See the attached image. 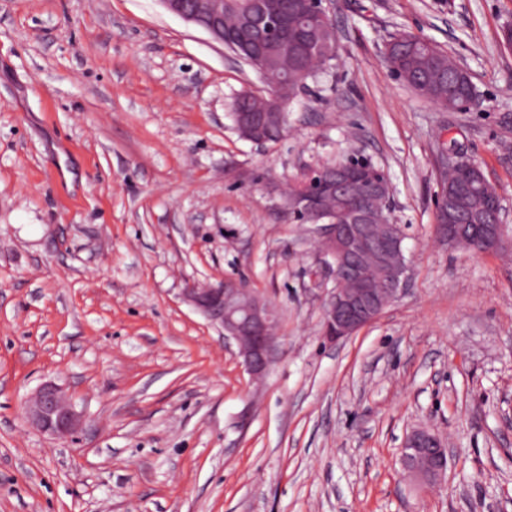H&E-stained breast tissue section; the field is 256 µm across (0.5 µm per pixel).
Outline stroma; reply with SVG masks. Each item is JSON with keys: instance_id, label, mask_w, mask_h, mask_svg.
<instances>
[{"instance_id": "35a3bbf8", "label": "stroma", "mask_w": 512, "mask_h": 512, "mask_svg": "<svg viewBox=\"0 0 512 512\" xmlns=\"http://www.w3.org/2000/svg\"><path fill=\"white\" fill-rule=\"evenodd\" d=\"M338 48L280 143L239 137L265 84L160 0H0V512H512V252L440 237L449 140L512 225V0H335ZM427 38L470 76L451 112L383 60ZM361 151L392 185L408 288L338 342L313 225L278 208L300 165ZM246 281L280 314L254 385L185 288ZM84 425L26 420L43 382ZM449 448L401 470L412 429ZM399 462L405 471L424 480H441L448 468V448L435 433L417 429L406 436Z\"/></svg>"}]
</instances>
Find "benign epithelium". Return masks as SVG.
I'll return each mask as SVG.
<instances>
[{
    "mask_svg": "<svg viewBox=\"0 0 512 512\" xmlns=\"http://www.w3.org/2000/svg\"><path fill=\"white\" fill-rule=\"evenodd\" d=\"M171 14L204 30L214 41L230 43L235 55L250 63L265 80L266 94L248 92L233 103L236 127L240 136L257 145L269 143L268 133L275 116L281 111L280 87L288 77L277 78L262 65L261 57L271 44L279 46L285 56H307L309 43L296 45L283 35L288 19L305 27L315 17L330 18L326 0H293L283 12L268 10L261 0H238L244 9L242 35L231 37L224 31V3L227 0H160ZM257 101L258 112H241L243 100ZM352 159L332 160L303 168L307 174L319 173L321 192H305L301 196L304 222L318 226L322 253L331 258L328 269L334 288L323 311L324 335L331 341L347 338L374 322L404 292L408 261L404 255V232L400 224H371L361 210L350 213L347 220L336 219L329 200L353 192L368 198L380 191V184L370 177L358 180L349 172ZM497 222L466 224V216L455 211L438 230L448 245H462L476 253L507 250L512 246L509 225L503 223L505 208L496 196ZM185 298L212 324L224 340L233 341L247 373L256 380L270 371L278 336L275 328L278 313L260 293L236 279L207 288H188ZM26 415L35 428L58 438L74 435L80 425V414L62 387L46 382L36 389L26 404ZM401 467L420 478L437 481L448 468L445 442L427 429L408 434L399 457Z\"/></svg>",
    "mask_w": 512,
    "mask_h": 512,
    "instance_id": "benign-epithelium-1",
    "label": "benign epithelium"
}]
</instances>
